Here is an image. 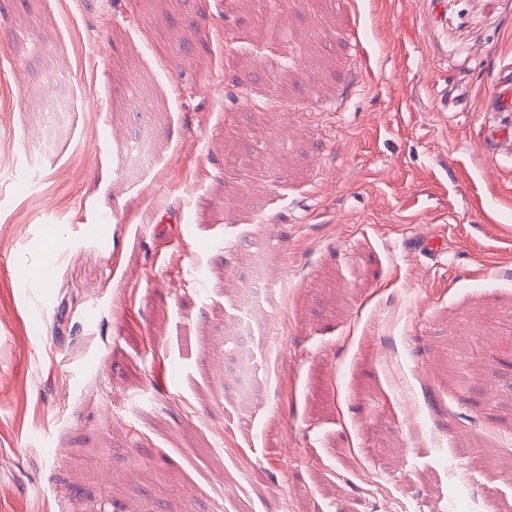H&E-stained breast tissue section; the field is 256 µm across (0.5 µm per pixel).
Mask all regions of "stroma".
<instances>
[{
    "instance_id": "stroma-1",
    "label": "stroma",
    "mask_w": 512,
    "mask_h": 512,
    "mask_svg": "<svg viewBox=\"0 0 512 512\" xmlns=\"http://www.w3.org/2000/svg\"><path fill=\"white\" fill-rule=\"evenodd\" d=\"M511 74L512 0H0V512L512 506ZM262 297L249 289L242 291L238 302V323L235 325L237 333L252 336H262L263 332L255 321V312L260 308Z\"/></svg>"
}]
</instances>
